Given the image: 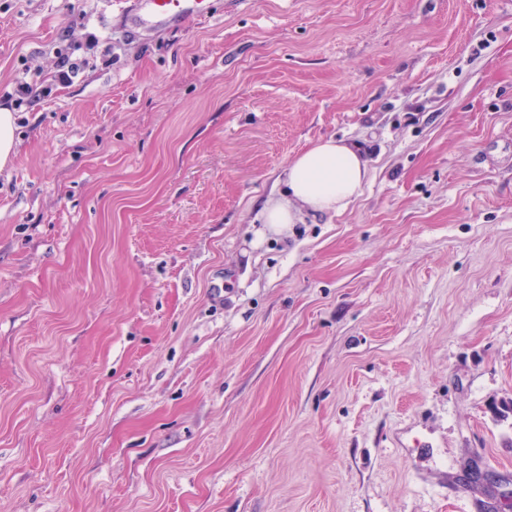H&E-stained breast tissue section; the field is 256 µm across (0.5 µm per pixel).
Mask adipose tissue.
I'll use <instances>...</instances> for the list:
<instances>
[{"instance_id":"1","label":"adipose tissue","mask_w":512,"mask_h":512,"mask_svg":"<svg viewBox=\"0 0 512 512\" xmlns=\"http://www.w3.org/2000/svg\"><path fill=\"white\" fill-rule=\"evenodd\" d=\"M368 173V159L354 142L322 139L288 163L280 199L267 202L263 223L280 230L305 215L344 211L360 194Z\"/></svg>"}]
</instances>
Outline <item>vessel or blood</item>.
Listing matches in <instances>:
<instances>
[{"instance_id":"vessel-or-blood-1","label":"vessel or blood","mask_w":512,"mask_h":512,"mask_svg":"<svg viewBox=\"0 0 512 512\" xmlns=\"http://www.w3.org/2000/svg\"><path fill=\"white\" fill-rule=\"evenodd\" d=\"M210 0H130L122 6L126 25L156 30L174 22H187L211 15Z\"/></svg>"}]
</instances>
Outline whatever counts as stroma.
<instances>
[{
	"label": "stroma",
	"mask_w": 512,
	"mask_h": 512,
	"mask_svg": "<svg viewBox=\"0 0 512 512\" xmlns=\"http://www.w3.org/2000/svg\"><path fill=\"white\" fill-rule=\"evenodd\" d=\"M4 105L0 512H512V0H0ZM212 14L209 0H136L121 7V17L132 28L156 30L170 23ZM14 114L7 106H0V169L15 153ZM367 173L358 143L321 139L289 161L281 198L263 207L262 224L281 230L304 215L340 213L360 194Z\"/></svg>",
	"instance_id": "35a3bbf8"
}]
</instances>
